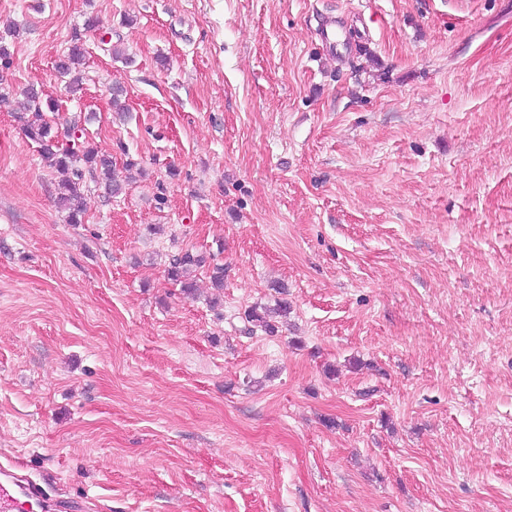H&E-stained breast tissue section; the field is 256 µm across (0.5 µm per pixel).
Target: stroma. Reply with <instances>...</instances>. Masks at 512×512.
I'll list each match as a JSON object with an SVG mask.
<instances>
[{
  "instance_id": "obj_1",
  "label": "stroma",
  "mask_w": 512,
  "mask_h": 512,
  "mask_svg": "<svg viewBox=\"0 0 512 512\" xmlns=\"http://www.w3.org/2000/svg\"><path fill=\"white\" fill-rule=\"evenodd\" d=\"M10 23L0 77L140 174L69 223L0 107V464L87 512H512V0H0ZM85 53L82 34L75 32L67 51L56 62L57 76L70 92L81 90L82 76H80L79 68L83 65ZM205 260L202 256L186 250L172 255L169 259L167 275L170 280L178 283L184 294L193 296L195 285L191 279L194 268L202 267ZM288 313V305L279 303L276 308L267 306H254L247 314V322H254L255 326L263 328L269 333L275 331L276 325L273 322L275 315H286Z\"/></svg>"
}]
</instances>
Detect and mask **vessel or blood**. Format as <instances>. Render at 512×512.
<instances>
[{
	"label": "vessel or blood",
	"mask_w": 512,
	"mask_h": 512,
	"mask_svg": "<svg viewBox=\"0 0 512 512\" xmlns=\"http://www.w3.org/2000/svg\"><path fill=\"white\" fill-rule=\"evenodd\" d=\"M20 462L0 465V512H22L26 503L38 504L41 512H78L79 502L46 498L40 484L22 472Z\"/></svg>",
	"instance_id": "1"
}]
</instances>
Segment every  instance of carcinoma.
Masks as SVG:
<instances>
[{
  "label": "carcinoma",
  "mask_w": 512,
  "mask_h": 512,
  "mask_svg": "<svg viewBox=\"0 0 512 512\" xmlns=\"http://www.w3.org/2000/svg\"><path fill=\"white\" fill-rule=\"evenodd\" d=\"M85 47L82 34L75 33L67 51L56 62L58 78L64 82L65 88L71 92L81 89L82 76L79 68L85 59ZM25 102L17 111V119L21 123L24 135L37 144L40 155L48 166L63 178L56 187V203L67 212L71 224L83 223L84 209L82 199L89 191L90 185L103 187L112 196L120 193L123 183L115 178V163L112 154L102 153L89 143L75 149L60 139L59 131L55 130L46 113L58 109L57 102L52 98L43 97L42 91L34 86L24 91ZM110 103L117 115L128 112L125 105V90L119 84L110 88ZM205 260L189 250L171 256L167 275L170 280L178 283L184 294L194 295L195 285L191 279L194 269L203 266ZM288 313L287 304H278L275 308L254 306L247 314V319L256 326L272 333L276 325L273 317Z\"/></svg>",
  "instance_id": "1"
}]
</instances>
